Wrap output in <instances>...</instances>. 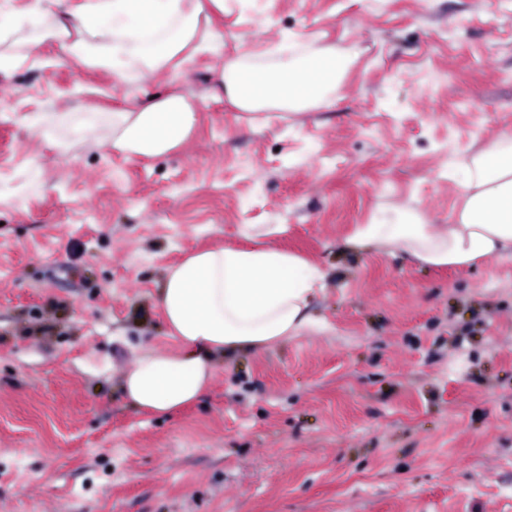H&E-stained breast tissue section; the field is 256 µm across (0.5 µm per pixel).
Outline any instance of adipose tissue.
<instances>
[{
    "instance_id": "1",
    "label": "adipose tissue",
    "mask_w": 512,
    "mask_h": 512,
    "mask_svg": "<svg viewBox=\"0 0 512 512\" xmlns=\"http://www.w3.org/2000/svg\"><path fill=\"white\" fill-rule=\"evenodd\" d=\"M224 0H0V72L40 66L37 48L60 43L79 66L125 84L178 70L193 55L224 45L206 24L207 7ZM349 59L299 44L250 50L227 62L214 92L249 113L301 111L330 101ZM191 95L159 94L134 109H46L32 125L54 146L87 140L135 157L176 149L194 130ZM463 204L438 229L413 208L382 212L356 225L346 245L403 254L434 267L463 268L512 256V138L472 153L460 166ZM324 269L275 248L219 247L188 255L166 274L157 306L177 352H150L125 373L122 390L140 411L169 414L211 383L214 355L255 352L325 329L311 312Z\"/></svg>"
}]
</instances>
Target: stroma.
Masks as SVG:
<instances>
[{"label": "stroma", "instance_id": "stroma-1", "mask_svg": "<svg viewBox=\"0 0 512 512\" xmlns=\"http://www.w3.org/2000/svg\"><path fill=\"white\" fill-rule=\"evenodd\" d=\"M212 22L221 54L143 86L56 43L0 73V512H512V258L342 248L382 209L455 223L457 162L512 137V0H226ZM286 33L350 64L331 102L258 127L216 72ZM159 92L194 95L197 123L158 157L26 122ZM31 167L43 192L16 194ZM247 245L326 271V330L217 357L170 415L130 407L126 371L180 347L169 268Z\"/></svg>", "mask_w": 512, "mask_h": 512}]
</instances>
